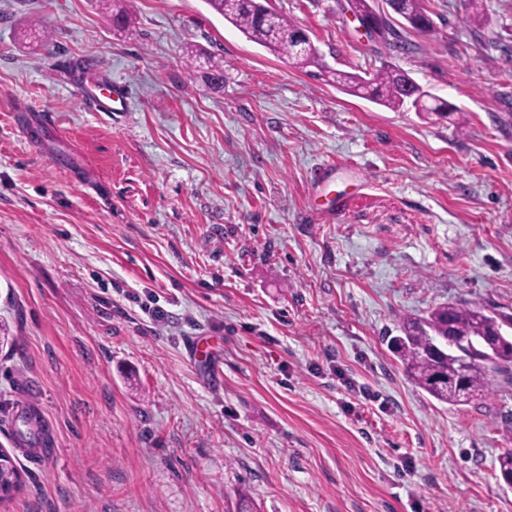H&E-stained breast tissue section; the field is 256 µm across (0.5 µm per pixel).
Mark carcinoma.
Listing matches in <instances>:
<instances>
[{"label": "carcinoma", "instance_id": "cac0c4a2", "mask_svg": "<svg viewBox=\"0 0 512 512\" xmlns=\"http://www.w3.org/2000/svg\"><path fill=\"white\" fill-rule=\"evenodd\" d=\"M209 8L238 28L251 41L274 53L295 60L300 65L316 61V53L301 48L296 34L298 29L285 17L265 8L261 0H205ZM395 13L410 26L422 30L430 20L422 0H395ZM381 41L394 51H408V43L391 23ZM204 83L224 81V68L214 58H208ZM339 85L353 93H366L368 99L393 111L400 110L409 99L421 102V112L449 113L454 108L443 99L428 103L421 97L420 88L412 78L398 69H385L365 82L356 75L342 74ZM405 337L397 345V353L414 383L441 403L452 406L467 405L488 392L491 380L497 375L512 376V346L501 345L495 359L473 361L464 378L462 390L453 386L456 370L453 363L435 356L432 344L448 335L475 338L481 343L497 342L493 319L479 309L448 305L435 308L428 317L404 326Z\"/></svg>", "mask_w": 512, "mask_h": 512}]
</instances>
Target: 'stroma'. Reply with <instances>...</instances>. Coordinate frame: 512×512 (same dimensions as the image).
<instances>
[{"label": "stroma", "instance_id": "stroma-1", "mask_svg": "<svg viewBox=\"0 0 512 512\" xmlns=\"http://www.w3.org/2000/svg\"><path fill=\"white\" fill-rule=\"evenodd\" d=\"M120 5L0 0V445L26 392L56 444L0 512H512V384L443 404L389 344L448 303L512 314V0L480 27L424 0L406 53L349 0H271L303 68L204 0ZM390 65L455 114L336 84ZM80 97L89 107L98 112H114L119 106H123V93L120 89L112 88L107 92L92 76L84 79L80 86Z\"/></svg>", "mask_w": 512, "mask_h": 512}]
</instances>
